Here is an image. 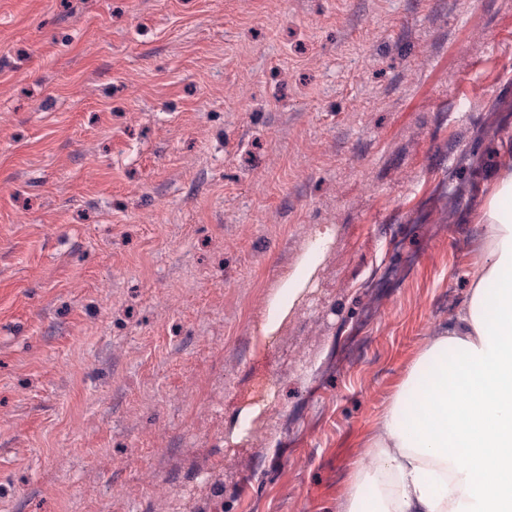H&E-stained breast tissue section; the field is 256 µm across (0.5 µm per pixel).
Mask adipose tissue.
Listing matches in <instances>:
<instances>
[{
	"label": "adipose tissue",
	"mask_w": 512,
	"mask_h": 512,
	"mask_svg": "<svg viewBox=\"0 0 512 512\" xmlns=\"http://www.w3.org/2000/svg\"><path fill=\"white\" fill-rule=\"evenodd\" d=\"M485 235L464 308L425 345L349 479L342 512H512V161L496 168L479 216ZM283 279L260 324L273 334L316 268ZM438 379L418 382L429 365ZM478 382L460 394L462 378ZM420 416H405L410 399Z\"/></svg>",
	"instance_id": "adipose-tissue-1"
}]
</instances>
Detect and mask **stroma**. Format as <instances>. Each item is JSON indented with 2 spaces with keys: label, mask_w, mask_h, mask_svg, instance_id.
Here are the masks:
<instances>
[{
  "label": "stroma",
  "mask_w": 512,
  "mask_h": 512,
  "mask_svg": "<svg viewBox=\"0 0 512 512\" xmlns=\"http://www.w3.org/2000/svg\"><path fill=\"white\" fill-rule=\"evenodd\" d=\"M511 151L512 0H0V512H338ZM301 267V276L286 277L277 286L278 289L269 302L266 316L259 326L263 336L273 334L288 316L290 308L301 295L305 283L316 268V254H307L301 261Z\"/></svg>",
  "instance_id": "obj_1"
}]
</instances>
